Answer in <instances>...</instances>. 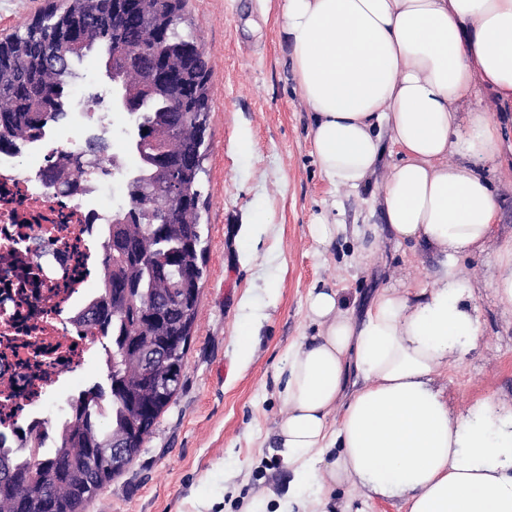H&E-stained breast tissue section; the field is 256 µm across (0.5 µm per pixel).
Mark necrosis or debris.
Listing matches in <instances>:
<instances>
[{"instance_id":"1","label":"necrosis or debris","mask_w":512,"mask_h":512,"mask_svg":"<svg viewBox=\"0 0 512 512\" xmlns=\"http://www.w3.org/2000/svg\"><path fill=\"white\" fill-rule=\"evenodd\" d=\"M86 134L57 127L24 161L0 153V411L35 418L41 397L83 366L94 335H72L70 321L94 296L101 247L115 206L103 202L106 170L134 167L120 147L96 160L82 190L48 188L39 175L63 153L81 151ZM39 394L26 393L28 384Z\"/></svg>"}]
</instances>
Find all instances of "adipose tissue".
I'll return each mask as SVG.
<instances>
[{"label":"adipose tissue","mask_w":512,"mask_h":512,"mask_svg":"<svg viewBox=\"0 0 512 512\" xmlns=\"http://www.w3.org/2000/svg\"><path fill=\"white\" fill-rule=\"evenodd\" d=\"M265 2L321 171L352 190L380 177L384 232L439 268L429 287L379 289L360 317L338 289L310 291L317 333L288 349L273 431L293 478L284 494L253 492L243 512H327L337 485L401 497L405 512H512V402L482 398L455 416L432 386L480 335L463 257L496 248L491 286L512 309V241L492 244L484 173L512 138V0Z\"/></svg>","instance_id":"ef3b65f1"}]
</instances>
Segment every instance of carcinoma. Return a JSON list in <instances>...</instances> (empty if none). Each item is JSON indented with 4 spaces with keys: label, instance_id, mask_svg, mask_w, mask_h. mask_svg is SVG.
Returning <instances> with one entry per match:
<instances>
[{
    "label": "carcinoma",
    "instance_id": "cac0c4a2",
    "mask_svg": "<svg viewBox=\"0 0 512 512\" xmlns=\"http://www.w3.org/2000/svg\"><path fill=\"white\" fill-rule=\"evenodd\" d=\"M186 0H65L45 9L23 34L0 39V152L34 143L69 114L74 62L105 51V69L134 52L137 79L115 78L138 113V178L127 196L163 187L177 201L166 212L125 208L112 220L102 251L97 299L72 320L105 339L107 382L115 392L103 407L95 383L68 400V420L16 424L18 447H0L6 466L23 489L0 487V512H82L105 485L89 459L127 439L131 455L143 444L175 393L164 401L146 398L145 382L112 359L113 352L139 354L177 336H190L197 318L199 262L204 260L200 180L209 115L208 63L197 42L178 31ZM99 138L88 153L68 154L67 174L77 178L93 157L106 151Z\"/></svg>",
    "mask_w": 512,
    "mask_h": 512
}]
</instances>
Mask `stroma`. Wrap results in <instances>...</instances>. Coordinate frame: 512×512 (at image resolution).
I'll list each match as a JSON object with an SVG mask.
<instances>
[{
  "mask_svg": "<svg viewBox=\"0 0 512 512\" xmlns=\"http://www.w3.org/2000/svg\"><path fill=\"white\" fill-rule=\"evenodd\" d=\"M48 0H0V38L25 32ZM181 33L192 35L210 69L207 153L201 176L203 275L198 314L179 389L129 468L106 483L85 512H239L256 489H287L292 474L272 446L288 348L316 333L311 288L343 289L365 308L379 288H424L433 254L389 241L373 187H333L310 145L312 115L299 99L275 12L261 0H188ZM74 102L112 87L97 55L77 66ZM499 205L498 241L512 238V151L489 165ZM260 224H252L254 215ZM346 227L322 246L316 218ZM495 254L467 258L481 281L474 301L477 347L436 385L460 414L478 398L512 401V311L490 285ZM275 291H268V283ZM261 315L249 365L237 361V328Z\"/></svg>",
  "mask_w": 512,
  "mask_h": 512,
  "instance_id": "35a3bbf8",
  "label": "stroma"
}]
</instances>
